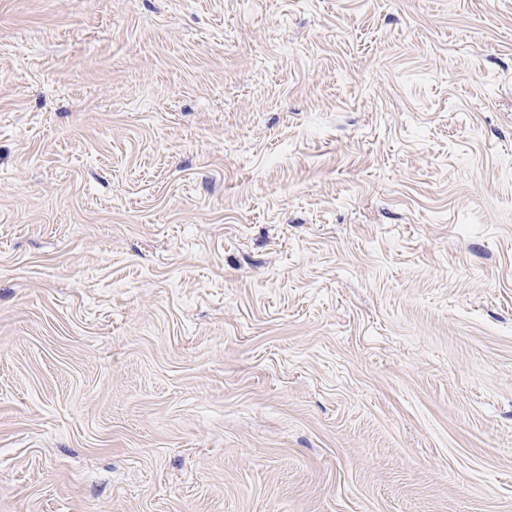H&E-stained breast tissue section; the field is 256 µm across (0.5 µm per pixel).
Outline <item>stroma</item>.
<instances>
[{"mask_svg":"<svg viewBox=\"0 0 512 512\" xmlns=\"http://www.w3.org/2000/svg\"><path fill=\"white\" fill-rule=\"evenodd\" d=\"M0 512H512V0H0Z\"/></svg>","mask_w":512,"mask_h":512,"instance_id":"obj_1","label":"stroma"}]
</instances>
